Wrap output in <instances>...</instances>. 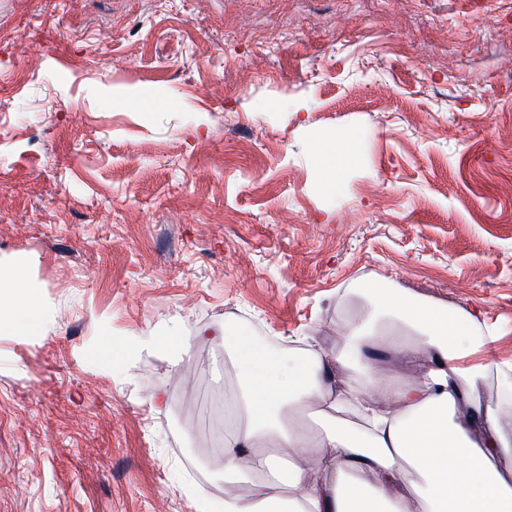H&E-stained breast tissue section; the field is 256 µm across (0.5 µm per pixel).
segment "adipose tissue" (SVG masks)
<instances>
[{"label": "adipose tissue", "instance_id": "ef3b65f1", "mask_svg": "<svg viewBox=\"0 0 512 512\" xmlns=\"http://www.w3.org/2000/svg\"><path fill=\"white\" fill-rule=\"evenodd\" d=\"M316 152L332 184L354 163L356 141L330 139ZM369 290L379 309L347 327L336 356L348 372L344 395L316 349L284 359L224 334L236 385L224 401V501L207 512H512V436L502 427L512 411L478 395L488 373L512 376V360L464 363L499 331L398 289ZM47 325L14 261L0 275V335H39ZM384 347L423 355L426 383L369 379L365 352ZM242 485L255 494H240Z\"/></svg>", "mask_w": 512, "mask_h": 512}]
</instances>
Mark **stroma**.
I'll list each match as a JSON object with an SVG mask.
<instances>
[{"label": "stroma", "instance_id": "1", "mask_svg": "<svg viewBox=\"0 0 512 512\" xmlns=\"http://www.w3.org/2000/svg\"><path fill=\"white\" fill-rule=\"evenodd\" d=\"M347 132L326 189L315 147ZM17 258L53 323L0 335V512L221 503L235 371L207 325L332 358L380 282L476 314L502 332L480 362L512 359V0H0ZM108 336L132 359L95 356Z\"/></svg>", "mask_w": 512, "mask_h": 512}]
</instances>
